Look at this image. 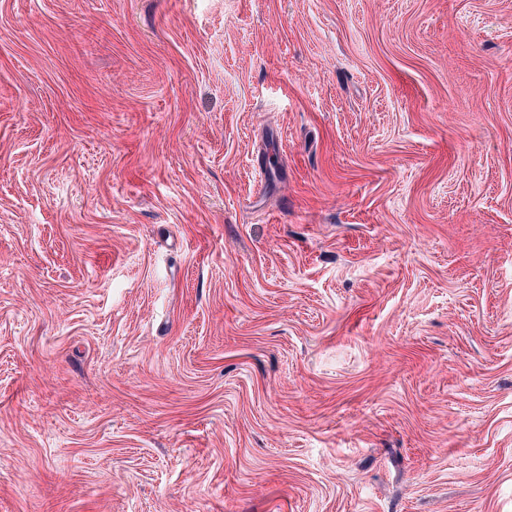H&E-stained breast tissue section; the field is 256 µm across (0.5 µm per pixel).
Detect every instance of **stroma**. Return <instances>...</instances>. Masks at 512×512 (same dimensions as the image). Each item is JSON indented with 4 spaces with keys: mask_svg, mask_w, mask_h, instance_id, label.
Returning <instances> with one entry per match:
<instances>
[{
    "mask_svg": "<svg viewBox=\"0 0 512 512\" xmlns=\"http://www.w3.org/2000/svg\"><path fill=\"white\" fill-rule=\"evenodd\" d=\"M0 512H512V0H0Z\"/></svg>",
    "mask_w": 512,
    "mask_h": 512,
    "instance_id": "stroma-1",
    "label": "stroma"
}]
</instances>
